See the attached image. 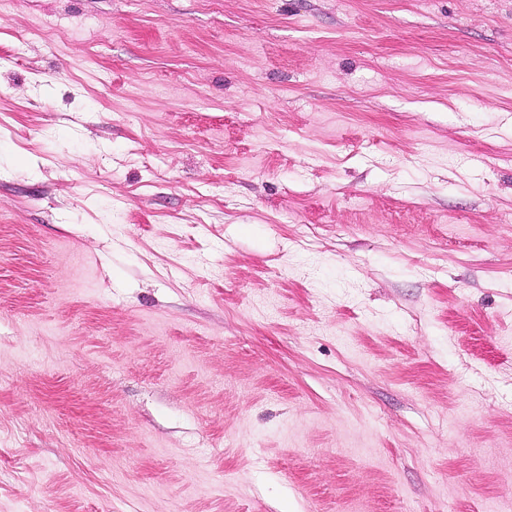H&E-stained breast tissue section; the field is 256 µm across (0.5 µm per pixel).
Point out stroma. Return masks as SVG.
I'll list each match as a JSON object with an SVG mask.
<instances>
[{"mask_svg":"<svg viewBox=\"0 0 512 512\" xmlns=\"http://www.w3.org/2000/svg\"><path fill=\"white\" fill-rule=\"evenodd\" d=\"M512 504V0L0 6V512Z\"/></svg>","mask_w":512,"mask_h":512,"instance_id":"35a3bbf8","label":"stroma"}]
</instances>
